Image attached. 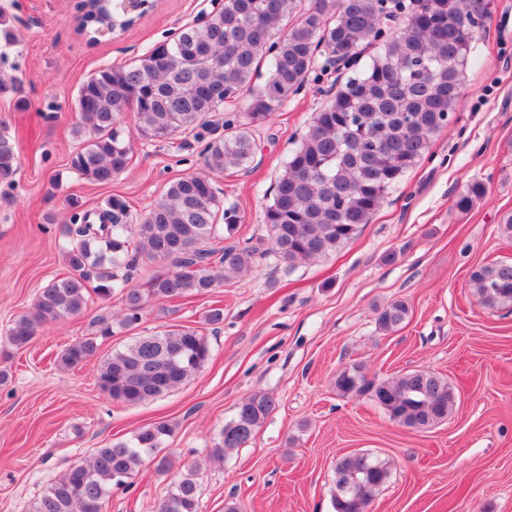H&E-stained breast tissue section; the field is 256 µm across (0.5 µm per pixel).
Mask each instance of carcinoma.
<instances>
[{"mask_svg":"<svg viewBox=\"0 0 512 512\" xmlns=\"http://www.w3.org/2000/svg\"><path fill=\"white\" fill-rule=\"evenodd\" d=\"M126 13L116 0H83L78 31L94 44L103 32L125 31L153 7ZM490 0H223L201 25L129 63L109 65L80 85L74 133L81 148L73 166L86 181L108 185L132 159L121 116L135 111V135L163 142L181 133L204 137L211 117L224 109V134L206 142L205 171L171 180L141 224L123 222L126 204L112 197L94 215L69 202L70 223L60 226L61 251L69 269L40 289L33 310L17 317L6 342L22 348L38 329L83 314L89 291L107 300L120 295L124 327L141 320L153 300L204 296L250 271L256 259L273 257L293 267L325 257L368 224L390 191L427 154L433 137L448 128L462 99V77L476 54L475 32L491 16ZM336 67L334 91L313 114L288 151L264 212L266 236L234 239L240 208L221 199L215 178L246 169L261 150L255 129L288 106L306 80ZM18 169L14 141L0 133V179ZM486 193L481 180L459 192L453 207L471 209ZM224 239L220 249L212 243ZM168 270L141 286L126 271L142 259ZM470 284L489 308L512 305V262L474 268ZM393 301L377 316L382 331L397 330L409 317ZM96 333L62 350L64 368L100 359L101 387L112 399L138 404L162 396L197 372L209 356L207 340L188 326L137 336L130 345L99 358L112 336V319L100 314ZM341 396L369 395L393 421L413 430L448 418L456 393L447 379L425 370L376 381L361 364L336 373ZM277 408L274 396L256 392L239 403L211 450L222 459L247 444ZM174 432L166 420L141 428L73 463L43 493L34 512H104L114 487L152 458L166 473L172 460L157 453ZM197 468L191 464L160 502L157 512H199ZM390 475V463L352 454L336 464L334 512H367Z\"/></svg>","mask_w":512,"mask_h":512,"instance_id":"carcinoma-1","label":"carcinoma"}]
</instances>
